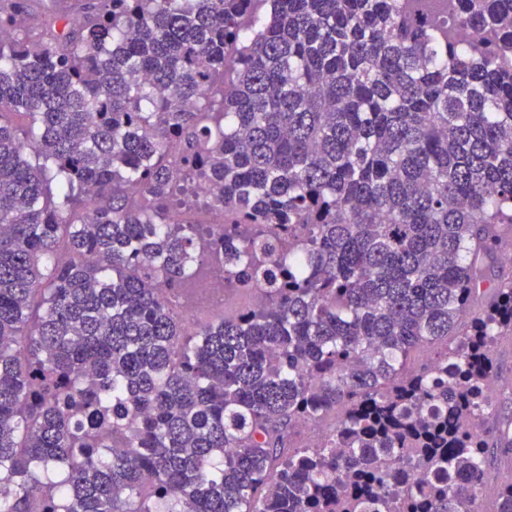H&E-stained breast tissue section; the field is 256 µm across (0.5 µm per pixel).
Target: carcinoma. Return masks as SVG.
Listing matches in <instances>:
<instances>
[{
  "label": "carcinoma",
  "instance_id": "obj_1",
  "mask_svg": "<svg viewBox=\"0 0 512 512\" xmlns=\"http://www.w3.org/2000/svg\"><path fill=\"white\" fill-rule=\"evenodd\" d=\"M27 2L0 0V512H512V477L479 495L512 472V418L483 430L512 0H87L39 33ZM195 184L224 223L177 219ZM219 274L261 300L187 326ZM340 418V411L336 410V415L331 414L322 420L316 422H309L306 425H301L296 430L294 437V444L301 446L306 443L308 437L314 432L329 433L333 430L335 424Z\"/></svg>",
  "mask_w": 512,
  "mask_h": 512
}]
</instances>
